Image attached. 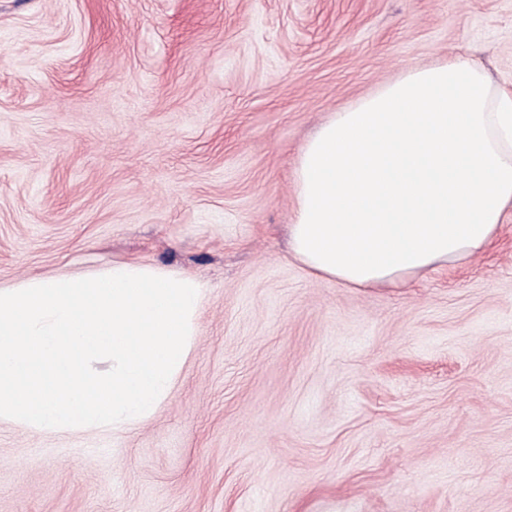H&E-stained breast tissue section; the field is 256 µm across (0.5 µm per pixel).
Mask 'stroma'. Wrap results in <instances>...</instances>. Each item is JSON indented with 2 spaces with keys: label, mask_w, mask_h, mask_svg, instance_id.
Segmentation results:
<instances>
[{
  "label": "stroma",
  "mask_w": 512,
  "mask_h": 512,
  "mask_svg": "<svg viewBox=\"0 0 512 512\" xmlns=\"http://www.w3.org/2000/svg\"><path fill=\"white\" fill-rule=\"evenodd\" d=\"M451 56L512 92V0H0V286L197 276L146 423H0V512H512V214L402 288L288 248L333 113Z\"/></svg>",
  "instance_id": "1"
}]
</instances>
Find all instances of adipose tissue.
<instances>
[{
	"label": "adipose tissue",
	"instance_id": "obj_1",
	"mask_svg": "<svg viewBox=\"0 0 512 512\" xmlns=\"http://www.w3.org/2000/svg\"><path fill=\"white\" fill-rule=\"evenodd\" d=\"M295 185L290 251L315 277L397 287L467 261L512 210V96L459 57L411 71L323 124Z\"/></svg>",
	"mask_w": 512,
	"mask_h": 512
}]
</instances>
